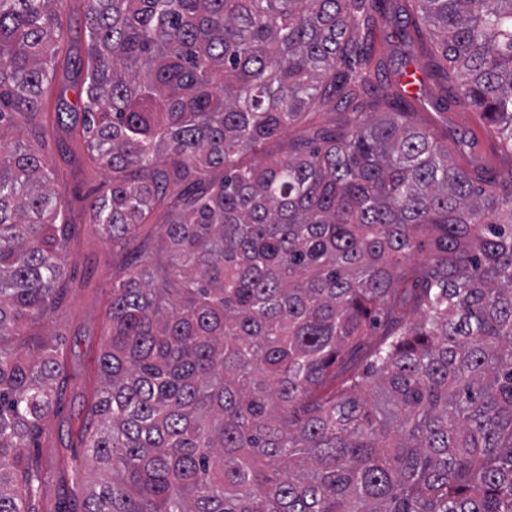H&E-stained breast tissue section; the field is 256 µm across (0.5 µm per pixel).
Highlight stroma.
I'll use <instances>...</instances> for the list:
<instances>
[{
    "label": "stroma",
    "instance_id": "obj_1",
    "mask_svg": "<svg viewBox=\"0 0 512 512\" xmlns=\"http://www.w3.org/2000/svg\"><path fill=\"white\" fill-rule=\"evenodd\" d=\"M415 109L420 122L447 138L448 151L456 163L477 161L501 175L512 169L477 112L463 105L440 107L435 80L424 78ZM69 149L71 162H64L58 155L53 162L66 190V204L76 230L65 265L70 287L45 327L48 334L57 336L64 351L68 380L58 417L45 428L32 451L49 469L42 484L44 512H54L61 495L60 476L53 470L58 460L71 462L73 473L80 475L83 484L91 482L84 466V450L71 430L83 418L94 395L96 359L105 342L103 327L112 281V254L93 226L84 221L86 205L106 174L84 164V144L73 142Z\"/></svg>",
    "mask_w": 512,
    "mask_h": 512
}]
</instances>
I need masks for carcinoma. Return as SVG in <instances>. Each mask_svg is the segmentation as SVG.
Segmentation results:
<instances>
[{
    "label": "carcinoma",
    "instance_id": "carcinoma-1",
    "mask_svg": "<svg viewBox=\"0 0 512 512\" xmlns=\"http://www.w3.org/2000/svg\"><path fill=\"white\" fill-rule=\"evenodd\" d=\"M83 2L53 102L64 0H0V512H42L26 449L64 380L61 131L110 172L87 223L122 259L78 434L96 482L59 512H512V172L456 165L361 52L396 27L509 157L512 0ZM336 99L350 123L239 165Z\"/></svg>",
    "mask_w": 512,
    "mask_h": 512
}]
</instances>
